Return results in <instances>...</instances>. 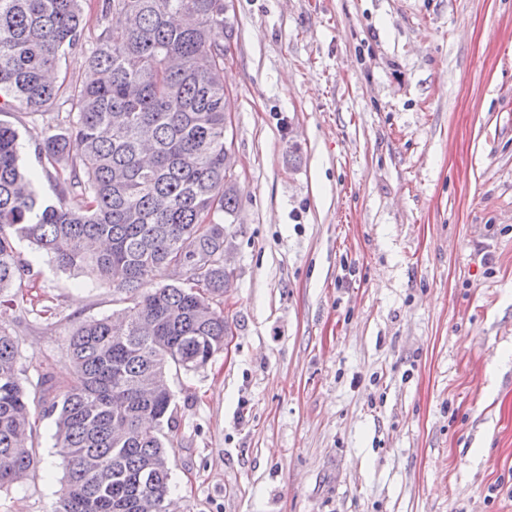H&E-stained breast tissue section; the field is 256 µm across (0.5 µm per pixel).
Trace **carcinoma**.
I'll use <instances>...</instances> for the list:
<instances>
[{
	"label": "carcinoma",
	"mask_w": 512,
	"mask_h": 512,
	"mask_svg": "<svg viewBox=\"0 0 512 512\" xmlns=\"http://www.w3.org/2000/svg\"><path fill=\"white\" fill-rule=\"evenodd\" d=\"M86 0H0V113H43L40 163L69 168L39 199L12 125L0 121V294L21 280L17 243L112 291L122 307L76 323L71 377L29 400L17 337L0 326V487L33 463V429L54 419L66 483L54 512H165L174 423L170 368L196 371L224 349L226 220L236 212L224 112V0H103L87 49L96 79L61 70L82 46ZM119 16L114 29L104 26ZM80 199L72 206L66 197ZM165 268L173 283L155 285Z\"/></svg>",
	"instance_id": "cac0c4a2"
}]
</instances>
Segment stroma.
Segmentation results:
<instances>
[{"label":"stroma","mask_w":512,"mask_h":512,"mask_svg":"<svg viewBox=\"0 0 512 512\" xmlns=\"http://www.w3.org/2000/svg\"><path fill=\"white\" fill-rule=\"evenodd\" d=\"M230 332L173 372L177 512H512V0H228ZM23 159L55 111L0 115ZM30 392L110 290L29 243ZM52 420L0 512H53Z\"/></svg>","instance_id":"1"}]
</instances>
